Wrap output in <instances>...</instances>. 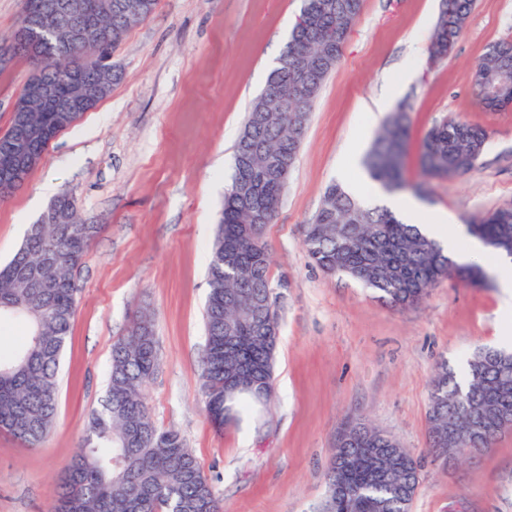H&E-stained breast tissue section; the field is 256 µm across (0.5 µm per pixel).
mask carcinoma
I'll use <instances>...</instances> for the list:
<instances>
[{
    "label": "carcinoma",
    "instance_id": "cac0c4a2",
    "mask_svg": "<svg viewBox=\"0 0 512 512\" xmlns=\"http://www.w3.org/2000/svg\"><path fill=\"white\" fill-rule=\"evenodd\" d=\"M109 39L76 44L59 26L43 36L34 55L40 80L53 98L28 97L30 111L16 112L0 134V151L17 138L42 155L59 132L74 120L63 116L64 105L77 85L98 87L109 52L119 46L133 23L148 19L158 0L135 16L126 0H98ZM475 0H441L431 49L443 56L469 22ZM362 0H303L301 12L312 16L306 30H293L261 94L247 112L234 145L231 183L217 224L209 261V294L204 311L206 352L201 372L206 411L214 418L224 411V389L260 383L271 394L279 322L258 330L263 310L275 305L270 278L271 253L264 237L272 223L283 182L273 160L283 156L291 172L303 142L293 133L301 127L296 110L273 104L268 96L273 76L304 82L311 66L320 64L319 78L308 93L316 99L341 57L331 40L354 26ZM512 70V42L488 47L473 72L472 88L486 104V88ZM121 79L112 76L101 89L105 98ZM410 119L403 108L392 113L375 138L363 165L366 175L388 191L404 186V160ZM486 130L458 118L432 126L421 142L420 167L428 177H461L475 167ZM250 182L256 195L246 199L241 184ZM98 233L85 224L76 200L56 197L37 223L29 225L24 243L0 266V313L23 321L28 334L15 355L0 362V430L28 447L38 446L53 429L58 409V367L77 308L79 288L73 273ZM467 233L495 255H512V205L473 220ZM304 244L315 264L329 275L344 274L398 307L419 303L443 277L476 284L484 278L475 263L459 266L415 224L384 207H369L340 185L324 192ZM159 363L156 339L146 313L131 323L112 345L106 396L91 412L80 448L59 485L51 512H223L222 501L193 451L174 430H160L151 420L146 388ZM463 387L442 364L430 393L429 443L432 448H489L497 433V415L512 417V354L479 349L469 363ZM231 403L249 414L255 400L240 391ZM421 477V464L391 435L366 422L343 428L326 471L328 498L322 512H410Z\"/></svg>",
    "mask_w": 512,
    "mask_h": 512
}]
</instances>
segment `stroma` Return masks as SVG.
<instances>
[{"instance_id":"1","label":"stroma","mask_w":512,"mask_h":512,"mask_svg":"<svg viewBox=\"0 0 512 512\" xmlns=\"http://www.w3.org/2000/svg\"><path fill=\"white\" fill-rule=\"evenodd\" d=\"M440 0H363L342 55L311 112L278 215L267 225L273 281L283 282L269 399L215 430L201 390L203 309L214 229L245 115L277 66L303 0H159L110 61L120 83L52 140L24 185L0 202V264L52 200L76 198L99 225L76 274L80 291L61 364L56 424L39 448L0 431V512H49L91 410L100 408L112 344L149 312L160 369L146 399L155 425L196 454L224 512H320L337 432L362 418L423 463L411 512H512V427L494 446L448 465L428 443L430 390L440 363L464 376L480 348H501L499 270L482 285L442 278L418 305L397 308L311 261L304 227L331 183L369 201L361 166L381 127L365 108L387 98L411 117L405 179L431 209L460 224L512 204V110L486 111L472 73L486 48L512 40V0H476L445 57L431 52ZM0 71V133L33 75ZM456 117L484 127L476 168L428 178L425 133Z\"/></svg>"}]
</instances>
